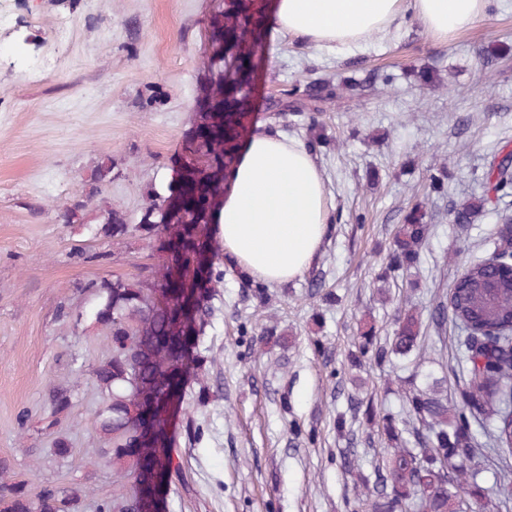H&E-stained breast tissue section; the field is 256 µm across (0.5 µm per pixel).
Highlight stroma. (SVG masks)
Returning a JSON list of instances; mask_svg holds the SVG:
<instances>
[{
	"label": "stroma",
	"instance_id": "obj_1",
	"mask_svg": "<svg viewBox=\"0 0 512 512\" xmlns=\"http://www.w3.org/2000/svg\"><path fill=\"white\" fill-rule=\"evenodd\" d=\"M220 0H10L0 25V458L30 493L92 487L82 512L129 491L100 456L94 413L103 397L90 373L112 349L91 279L136 280L161 264L157 235L135 231L169 196L208 92V17ZM275 0L251 11L262 48L243 139L273 130L306 145L321 173L331 222L304 273L255 295L251 275L212 236L196 299L204 324L188 338L189 368L168 428L180 468L159 488L161 512H352L364 489L336 458L357 452L373 477L368 429L355 442L334 420L351 394L399 411L407 379L459 400L453 356L433 330L423 353L381 371L350 354L365 327L378 340L399 315L425 313L473 261L495 256L501 208L453 223L454 205L480 198L481 171L512 141V56L483 66L486 51L512 53V0H485L473 28L435 41L415 16L387 34L329 53L273 37ZM70 38L56 42V26ZM347 80L351 95L320 112H273L271 99L314 79ZM112 177L94 182L100 165ZM443 182L430 186L432 177ZM78 220L62 219L76 200ZM427 212L420 260L380 281L395 232L415 205ZM130 224L109 233L103 216ZM319 292H312L313 279ZM70 407H52L54 390ZM71 450L54 454L57 442ZM512 451L483 443L470 464L487 512H512L495 474Z\"/></svg>",
	"mask_w": 512,
	"mask_h": 512
}]
</instances>
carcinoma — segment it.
Wrapping results in <instances>:
<instances>
[{
  "label": "carcinoma",
  "mask_w": 512,
  "mask_h": 512,
  "mask_svg": "<svg viewBox=\"0 0 512 512\" xmlns=\"http://www.w3.org/2000/svg\"><path fill=\"white\" fill-rule=\"evenodd\" d=\"M250 20L243 3L224 12V26L217 38L224 40V82L214 88V96L224 99V91H232V111L246 115L249 80L245 62L260 49L259 38L246 40ZM344 87H331L321 81L307 84L303 93L285 90L275 100L278 112H321L324 103L341 96ZM243 122L238 127L224 128L222 153L205 135L198 136L197 147L208 159L227 166L235 160ZM499 160L483 172L485 193L480 204L496 202L512 187V143L499 149ZM224 194V184L204 177L191 182L184 199L185 209L199 211L200 224H185L176 232V241H168L166 251L173 254L185 270L188 287L172 296L167 303L178 320L177 304L185 294L196 292L197 275L188 272L190 258L207 249L212 208L208 200ZM477 211L469 202L451 211L455 224H468ZM427 232L426 213L414 207L400 225L393 240L387 265L379 276L392 273L416 262L418 248ZM497 255L467 266L454 281L455 298L447 302L431 301L428 326L443 330L448 314H453L465 335L457 342V366L466 387L461 403L450 407L448 399L433 390L411 388L404 392L405 416L377 408L370 397L350 401L351 418L363 419L377 435L379 443L393 449L392 454L375 470V480L359 474L356 456L347 449L340 453V467L359 476L366 490L362 502L365 512H481L486 503L477 489L464 486L469 471L477 434L472 430L475 414L486 415L479 424L483 434L500 448L512 449V233L500 232ZM171 263L149 270L142 279L128 283L113 280H91L85 287L104 295L105 302L97 319L109 328L112 353L92 369L93 378L108 396V404L98 412L99 428L112 437L113 447L106 449L112 467L133 477V494L106 499L98 504V512H139L143 497H152L159 485L177 470L168 436L169 405L178 396L184 381L186 354L178 347L150 351L143 340L166 329V315L158 303L164 279L170 275ZM421 322L413 314H405L390 343H381L365 331L359 336L354 359H369L380 369L394 364L397 356L405 357L418 348ZM415 438L417 447H404L403 433ZM0 512H80L77 493L67 494L54 486H45L32 499L23 483L0 487Z\"/></svg>",
  "instance_id": "carcinoma-1"
}]
</instances>
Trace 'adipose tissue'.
Segmentation results:
<instances>
[{
  "label": "adipose tissue",
  "instance_id": "adipose-tissue-1",
  "mask_svg": "<svg viewBox=\"0 0 512 512\" xmlns=\"http://www.w3.org/2000/svg\"><path fill=\"white\" fill-rule=\"evenodd\" d=\"M485 0H277L273 32L333 50L383 34L406 13L437 41L476 25ZM224 245L270 283L305 271L329 222L322 177L299 142L265 131L253 136L229 172L213 217Z\"/></svg>",
  "mask_w": 512,
  "mask_h": 512
}]
</instances>
